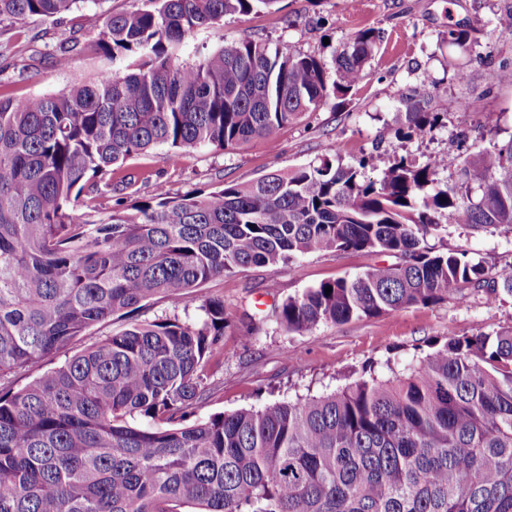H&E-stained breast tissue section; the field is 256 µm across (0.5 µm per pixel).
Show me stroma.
<instances>
[{
    "label": "stroma",
    "mask_w": 512,
    "mask_h": 512,
    "mask_svg": "<svg viewBox=\"0 0 512 512\" xmlns=\"http://www.w3.org/2000/svg\"><path fill=\"white\" fill-rule=\"evenodd\" d=\"M142 0H88L64 20L32 18L20 30L0 27V94L51 95L76 83L92 81L106 68L100 57L83 54L70 68L52 67L44 54L48 45L87 22L88 14L131 11ZM512 10V0H279L271 11L228 16L198 33L185 58L224 46L260 38L286 43L295 50L332 64L334 56L358 30L380 31L382 41L372 58L367 79L343 105L328 102L281 129L276 148L255 138L233 149L211 146L172 149L157 146L128 158L122 167L134 176L139 196L150 195L156 182L172 194L209 193L222 183H244L275 170H291L322 157L335 145L345 165L366 160V177L380 178L399 158L424 164L430 157L456 149L462 135H484L485 145L512 137V85H489V70L512 64V28L499 26V15ZM466 29L475 44L469 57L449 44V28ZM30 65L31 75L19 71ZM430 99L440 116L425 137L381 139L384 127L396 125L402 100L413 92ZM481 98L474 112L459 108L463 100ZM438 249H465L482 257L493 270H512V231L468 230L444 223L432 238ZM374 252L337 251L310 254L269 268L252 266L214 278L201 286L188 304L157 297L145 319L195 318L204 300H223L236 325L224 336V351L213 359L210 389L197 418L259 408L299 395H320L350 383L366 371L381 374L417 362L427 339L442 340L479 332L512 330V298L490 303L483 293L469 292L465 301L412 306L376 318L320 324L307 331L280 327L273 310L288 297L319 283L355 276L386 262ZM276 279V295L265 292ZM259 328L248 332L249 319Z\"/></svg>",
    "instance_id": "1"
}]
</instances>
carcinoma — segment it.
Instances as JSON below:
<instances>
[{
	"label": "carcinoma",
	"mask_w": 512,
	"mask_h": 512,
	"mask_svg": "<svg viewBox=\"0 0 512 512\" xmlns=\"http://www.w3.org/2000/svg\"><path fill=\"white\" fill-rule=\"evenodd\" d=\"M84 2L0 0V23L58 20ZM147 2L89 21L51 53L57 67L87 51L119 67L54 95L0 96V512H512V330L432 339L404 371L200 420L210 361L234 326L208 299L196 321L132 323L13 390L11 375L157 296L186 303L216 276L322 251L396 261L286 299L288 330L460 302L466 288L512 297L511 272L429 244L443 216L512 230V138L418 168L400 159L372 180L330 147L203 197L157 183L112 203L117 167L152 147L275 144L361 85L380 41L357 31L331 74L255 39L190 63L199 31L279 0ZM404 107L383 136L419 139L439 121L421 96ZM448 169L456 182L435 187ZM105 204L107 220L79 223L81 208Z\"/></svg>",
	"instance_id": "obj_1"
}]
</instances>
